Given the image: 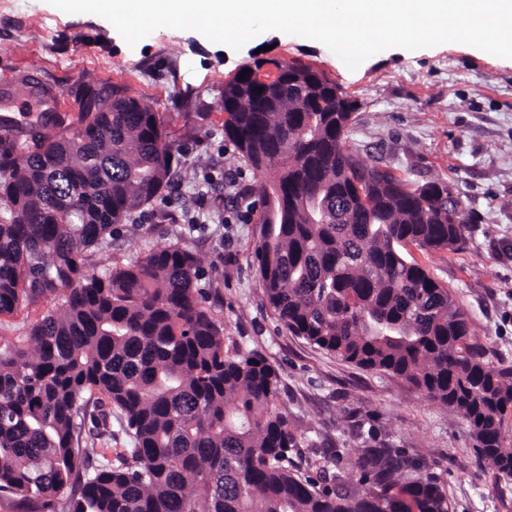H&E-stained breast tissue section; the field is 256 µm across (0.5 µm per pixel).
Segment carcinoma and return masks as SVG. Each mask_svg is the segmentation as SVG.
<instances>
[{
    "mask_svg": "<svg viewBox=\"0 0 512 512\" xmlns=\"http://www.w3.org/2000/svg\"><path fill=\"white\" fill-rule=\"evenodd\" d=\"M271 64L279 78L257 79ZM75 125L0 133V315L54 307L0 351V500L15 512H449L401 448L345 451L320 480L276 408L280 375L256 352H224L197 258L171 244L95 271L114 233L172 192V146L154 109L118 86L79 82ZM336 83L257 60L224 85V134L268 207L256 251L268 304L294 336L401 377L462 414L478 458L512 481V366L493 367L464 309L406 250L455 251L467 218L443 180L412 184L337 149L348 129ZM118 412L132 447L91 457L83 434ZM92 428H86V425Z\"/></svg>",
    "mask_w": 512,
    "mask_h": 512,
    "instance_id": "1",
    "label": "carcinoma"
}]
</instances>
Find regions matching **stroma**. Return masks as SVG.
Listing matches in <instances>:
<instances>
[{"label":"stroma","mask_w":512,"mask_h":512,"mask_svg":"<svg viewBox=\"0 0 512 512\" xmlns=\"http://www.w3.org/2000/svg\"><path fill=\"white\" fill-rule=\"evenodd\" d=\"M259 54L310 66L341 88L355 105L345 145L365 164L453 186L468 218L461 248L410 253L451 289L490 365H512V59L449 42L389 48L351 71L323 44L278 31L238 51L170 28L131 46L103 17L69 15L47 0H0V76L23 71L50 83L68 121L75 81L123 87L157 112L181 160L174 196L121 229L111 251L96 255L97 270L172 243L189 248L225 351L258 352L278 370L276 406L311 460L307 475L318 477L327 449L353 459L382 444L424 460L450 512H512V483L478 460L466 419L400 377L293 336L269 306L255 259L264 208L224 135L222 105L225 83ZM51 306L41 298L0 316V349L24 339Z\"/></svg>","instance_id":"35a3bbf8"}]
</instances>
